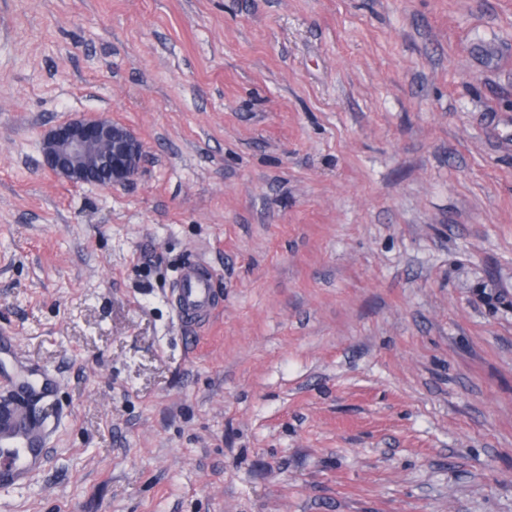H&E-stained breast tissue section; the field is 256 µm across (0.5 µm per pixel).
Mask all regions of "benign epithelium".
I'll use <instances>...</instances> for the list:
<instances>
[{
  "label": "benign epithelium",
  "instance_id": "obj_1",
  "mask_svg": "<svg viewBox=\"0 0 512 512\" xmlns=\"http://www.w3.org/2000/svg\"><path fill=\"white\" fill-rule=\"evenodd\" d=\"M42 153L52 175L73 185L110 188L137 176L144 147L107 115H78L45 134Z\"/></svg>",
  "mask_w": 512,
  "mask_h": 512
}]
</instances>
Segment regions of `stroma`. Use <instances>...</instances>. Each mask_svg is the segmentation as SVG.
I'll list each match as a JSON object with an SVG mask.
<instances>
[{
  "label": "stroma",
  "instance_id": "35a3bbf8",
  "mask_svg": "<svg viewBox=\"0 0 512 512\" xmlns=\"http://www.w3.org/2000/svg\"><path fill=\"white\" fill-rule=\"evenodd\" d=\"M1 327L65 418L0 512H512V0H0ZM101 149L107 151V174L104 179H94L96 165L90 159ZM42 153L44 165L52 175L73 185L110 188L137 176L144 147L129 129L107 115H78L45 134ZM216 275L204 264L188 261L171 288V301L185 325L204 322L219 305Z\"/></svg>",
  "mask_w": 512,
  "mask_h": 512
}]
</instances>
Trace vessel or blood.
<instances>
[{
  "mask_svg": "<svg viewBox=\"0 0 512 512\" xmlns=\"http://www.w3.org/2000/svg\"><path fill=\"white\" fill-rule=\"evenodd\" d=\"M171 301L180 321L186 325L204 322L219 304L216 276L204 264L187 262L171 288ZM40 392L56 385L47 371L26 369L24 375L0 379V486H22L41 470L49 428L27 420L15 399L23 386Z\"/></svg>",
  "mask_w": 512,
  "mask_h": 512,
  "instance_id": "obj_1",
  "label": "vessel or blood"
}]
</instances>
